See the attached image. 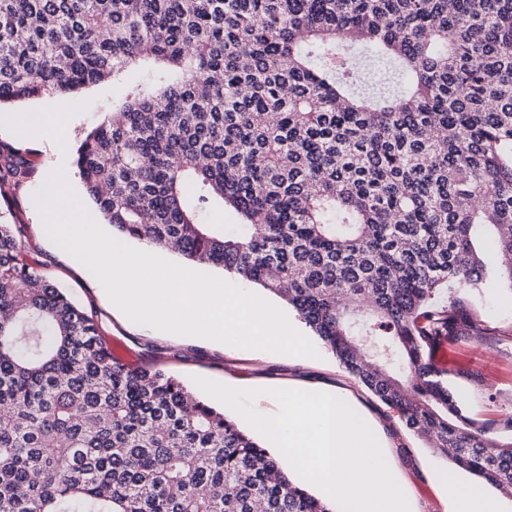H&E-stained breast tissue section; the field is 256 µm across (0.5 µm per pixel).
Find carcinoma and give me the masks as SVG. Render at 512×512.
Listing matches in <instances>:
<instances>
[{"label": "carcinoma", "instance_id": "1", "mask_svg": "<svg viewBox=\"0 0 512 512\" xmlns=\"http://www.w3.org/2000/svg\"><path fill=\"white\" fill-rule=\"evenodd\" d=\"M367 59L397 87L367 84ZM133 66L149 80L75 148L112 234L282 299L427 447L512 496V416L470 417L432 364L483 332L461 295L512 289V0H0V106ZM33 175L0 143L4 205ZM4 310L0 512H338L224 409L117 361L0 223Z\"/></svg>", "mask_w": 512, "mask_h": 512}]
</instances>
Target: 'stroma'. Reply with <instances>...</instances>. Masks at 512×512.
<instances>
[{"label": "stroma", "instance_id": "obj_1", "mask_svg": "<svg viewBox=\"0 0 512 512\" xmlns=\"http://www.w3.org/2000/svg\"><path fill=\"white\" fill-rule=\"evenodd\" d=\"M121 86L104 81L80 90L67 102L69 136L79 139L97 126L121 98ZM54 101L26 100L0 108V142L29 151L36 178L17 192L0 221L20 226L37 269L57 283L99 326L107 347L131 351L138 364H151L191 383L201 376L223 384L258 391L255 409L262 414L278 410L275 389H330L348 398L354 409L381 436L392 474L409 495L415 512H448L439 481L446 464L409 432L398 414L369 395L317 345V357H291L269 352L229 350L188 336H166L151 327L130 321L105 294L102 285L85 267L71 263L48 238L34 195L57 167L73 170L74 157L60 151L54 134L32 131L13 123L16 115L50 112ZM485 322L484 336L448 345V369L443 377L465 399L477 420H504L512 416V290L483 289L472 310Z\"/></svg>", "mask_w": 512, "mask_h": 512}]
</instances>
